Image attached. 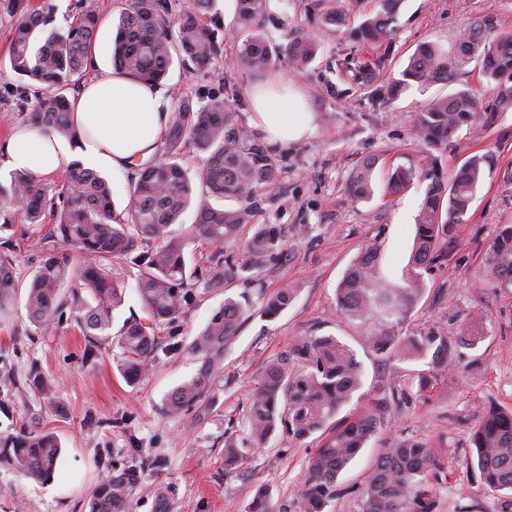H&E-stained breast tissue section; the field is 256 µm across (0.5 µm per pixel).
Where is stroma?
Wrapping results in <instances>:
<instances>
[{"label":"stroma","instance_id":"obj_1","mask_svg":"<svg viewBox=\"0 0 512 512\" xmlns=\"http://www.w3.org/2000/svg\"><path fill=\"white\" fill-rule=\"evenodd\" d=\"M102 22L97 35L98 70L112 67V23L129 0H91ZM492 17L499 30L512 32V0H404L390 40L356 44L338 36H319L320 51L306 70L281 64L269 77L297 85L307 97L316 132L278 147L283 174L275 200L261 201L257 223L276 225L287 251L253 278L231 288L198 290L176 321L161 326L160 344L148 373L128 384L119 366V346L87 356L82 336L63 323L39 330L30 323L24 294L0 316V369L12 372L15 386L0 393V432H15L38 420L54 428L62 453L52 481L41 483L0 468V512H89L93 488L105 475L139 457L151 464L140 472L133 491L134 512H155V490L165 488L171 512H247L257 487H266L275 512H295L299 485L320 437L297 442L273 437L242 464H224V445L244 437L246 413L267 363L286 346L311 336H334L357 354L364 384L343 406L340 417L359 415L371 399L395 395L384 424L336 481V495L324 512H360V490L379 456L384 439L413 438L430 443L436 465L423 490L431 512H502L512 492L485 488L469 466V437L489 403L512 407V287L494 288L483 280V257L497 227L512 224V112L502 114L487 134L460 131L443 150L446 173L472 156L486 158L473 203L448 245L447 260L427 275V291L403 324L404 335L439 325L459 335L476 313L486 316V335L460 360L439 370L431 390L417 393L410 377L421 361H383L368 347L357 324L336 313L335 289L351 261L369 243L384 254V271L399 278L415 234V217L425 188L415 185L396 196L353 199L351 174L376 160L377 180L389 167L419 159L424 148L412 126L415 112L448 86L410 87L396 99L376 104L372 92L398 75L416 47L431 43L452 50L456 34L474 18ZM301 0H270L261 30L281 41L285 29L304 26ZM221 48L215 66L222 80L172 66L161 86L168 98L223 95L241 120H248L247 93L265 78L239 61L232 28L215 23ZM8 21L0 22V144L23 124L35 98L19 100L21 78L8 61ZM309 225L297 236L299 225ZM294 285L298 295L274 320L262 314L263 298ZM248 296L246 321L224 355V370L209 398L176 419L164 414L167 394L196 374L190 351L193 337L225 296ZM56 385L54 400L30 387L31 368Z\"/></svg>","mask_w":512,"mask_h":512}]
</instances>
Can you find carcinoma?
<instances>
[{
	"label": "carcinoma",
	"mask_w": 512,
	"mask_h": 512,
	"mask_svg": "<svg viewBox=\"0 0 512 512\" xmlns=\"http://www.w3.org/2000/svg\"><path fill=\"white\" fill-rule=\"evenodd\" d=\"M268 2L235 0L241 63L255 74L267 73L285 59L296 69L308 67L319 51L315 39L289 33L284 42L273 43L255 29L268 12ZM353 2L363 0H306L304 16L317 30L343 34L354 42L381 43L391 38L404 0H371L373 6L359 14L358 23L351 21ZM216 5L217 0H130L116 22L114 68L135 81L156 85L176 60L194 71H211L219 54L211 29ZM2 18L11 19L10 68L40 90L27 123L77 144L80 130L66 91H79L93 72L90 62L99 15L86 6L67 29L55 30L48 28L51 8H35L30 0H0ZM473 62L494 82V104L484 105L467 89L430 98L413 119L424 154L419 162L398 165L387 173L386 195L418 182L426 184L401 282L383 275L381 252L372 244L359 253L336 287L339 315L361 324L367 344L380 356L428 360V369L412 375L420 393L432 388L434 370L451 365L462 347H475L483 339L481 316L457 337L437 325L404 336L401 327L423 298L425 275L447 259L448 242L455 238L483 177L484 157L475 155L444 179L437 152L459 131L484 134L502 114L512 112V33L498 32L491 17L478 18L459 32L452 53L421 44L399 77L375 90L376 100L383 104L412 85L448 82ZM162 144L156 159L136 165L125 217L113 210L106 178L80 163L66 171L63 205L52 212L49 229L39 238L43 257L26 287L31 322L41 330L64 320L73 323L93 354L112 345L113 312L124 304L126 283L116 273L117 266L139 267L136 290L148 319L127 323L117 339L124 354L120 372L130 384L150 369L159 326L185 313L195 297L194 286L224 288L286 255L276 226L254 223L259 202L276 197L279 162L262 139L239 121L224 97L175 98ZM187 150L202 161L193 175L184 163ZM375 167V161L367 160L351 176L349 191L354 199L373 197ZM226 200L233 205H222ZM190 207L196 221L184 237L174 225L181 223ZM20 222L46 225L42 179L23 170L0 178V233L15 232ZM247 224L253 233L241 242L243 259H224L219 245L238 240ZM140 236L151 246L139 249ZM193 242L215 249L203 266L188 257ZM61 245L70 251L59 250ZM0 247L2 314L14 302L18 281L10 257L11 237L4 238ZM484 266L489 283L512 285V224L499 225ZM296 295L295 288L278 289L264 300L263 315L278 318ZM245 312V303L227 297L195 335L190 350L200 360L199 369L167 396V416L179 417L206 398L224 368V352L237 337ZM29 377L40 394L53 397L54 386L38 368H32ZM363 377L355 351L334 336H311L285 347L265 369L252 399L246 440L225 443L224 464H239L278 431L299 442L321 431L325 436L308 461L295 509L323 512L335 495L338 475L378 433L391 404L383 394L353 420L334 423L340 409L362 388ZM60 448L56 433L37 423L18 433H0V464L48 482L54 478ZM470 448V466L482 483L491 490L512 491V408L490 405L472 429ZM433 465V449L423 440L385 442L362 488L361 512H430L419 487ZM138 476L139 469L127 468L101 480L92 492L90 512H133L132 490ZM248 512H273L267 489L257 490Z\"/></svg>",
	"instance_id": "carcinoma-1"
}]
</instances>
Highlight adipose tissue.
<instances>
[{
    "label": "adipose tissue",
    "instance_id": "1",
    "mask_svg": "<svg viewBox=\"0 0 512 512\" xmlns=\"http://www.w3.org/2000/svg\"><path fill=\"white\" fill-rule=\"evenodd\" d=\"M250 109L252 123L276 146L300 141L315 130L305 94L291 85L271 80L253 88ZM168 118L160 86L104 72L82 87L75 101V119L85 131L79 148L22 125L6 145V161L43 180L76 161L86 166L106 163L115 172H128L139 157L154 151Z\"/></svg>",
    "mask_w": 512,
    "mask_h": 512
}]
</instances>
